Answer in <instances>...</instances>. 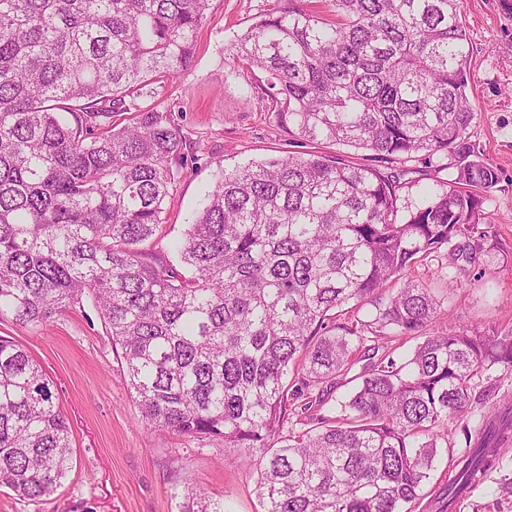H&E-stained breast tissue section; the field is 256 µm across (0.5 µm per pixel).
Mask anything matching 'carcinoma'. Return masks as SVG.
<instances>
[{
    "instance_id": "obj_1",
    "label": "carcinoma",
    "mask_w": 512,
    "mask_h": 512,
    "mask_svg": "<svg viewBox=\"0 0 512 512\" xmlns=\"http://www.w3.org/2000/svg\"><path fill=\"white\" fill-rule=\"evenodd\" d=\"M462 4L277 0L242 34L238 65L266 74L301 140L449 157L451 173L403 216L401 174L340 153L224 170L177 245L185 276L142 248L184 156L171 113L138 100L192 63L209 0H0V321L37 328L90 296L145 425L255 466L264 512H408L475 379L512 370V326L445 329L402 361L386 343L441 312L416 263L440 259L456 283L497 248ZM117 112L129 123L113 126ZM348 309L363 316L343 322ZM294 422L305 429L282 435ZM511 428L489 411L448 506ZM71 433L50 379L0 336V488L53 492ZM175 497L178 512H226L191 484Z\"/></svg>"
}]
</instances>
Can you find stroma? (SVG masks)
Here are the masks:
<instances>
[{
  "mask_svg": "<svg viewBox=\"0 0 512 512\" xmlns=\"http://www.w3.org/2000/svg\"><path fill=\"white\" fill-rule=\"evenodd\" d=\"M272 6L273 0H210L192 64L143 99L171 111L186 157L165 203L162 233L146 245L158 256L175 260L169 246L194 220L219 168L300 149L265 95L264 74L241 70L234 59L238 37ZM463 21L473 45L471 141L500 177L483 205L499 247L458 286L436 277V262L412 269L415 280L439 289L443 299L435 331L512 326V11L503 0H464ZM405 167L402 196L409 203L448 179L436 157L422 154ZM0 336L22 345L53 381L56 403L72 427L74 456L61 487L40 501L0 488V512H177L174 487L185 481L223 501L227 512H263L257 472L238 454L145 426L91 299L37 329L0 322ZM474 395L472 413L451 424L449 450L440 453L413 512H440L450 459L468 453L466 433L479 427L484 412L512 402V370L484 373ZM454 512H512V449L501 452Z\"/></svg>",
  "mask_w": 512,
  "mask_h": 512,
  "instance_id": "35a3bbf8",
  "label": "stroma"
}]
</instances>
